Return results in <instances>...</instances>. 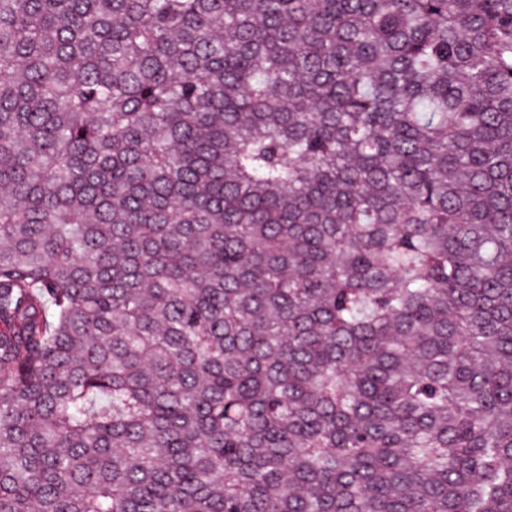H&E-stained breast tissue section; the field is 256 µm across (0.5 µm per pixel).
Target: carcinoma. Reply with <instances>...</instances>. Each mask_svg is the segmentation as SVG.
<instances>
[{"instance_id": "1", "label": "carcinoma", "mask_w": 512, "mask_h": 512, "mask_svg": "<svg viewBox=\"0 0 512 512\" xmlns=\"http://www.w3.org/2000/svg\"><path fill=\"white\" fill-rule=\"evenodd\" d=\"M0 512H512V0H0Z\"/></svg>"}]
</instances>
